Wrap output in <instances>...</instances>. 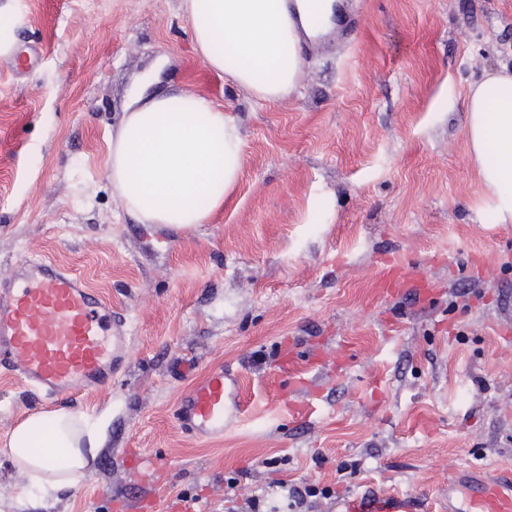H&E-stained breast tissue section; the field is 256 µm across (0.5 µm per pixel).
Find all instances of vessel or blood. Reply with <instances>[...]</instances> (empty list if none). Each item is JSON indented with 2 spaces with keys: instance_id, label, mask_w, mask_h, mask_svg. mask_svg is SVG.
I'll return each mask as SVG.
<instances>
[{
  "instance_id": "vessel-or-blood-1",
  "label": "vessel or blood",
  "mask_w": 512,
  "mask_h": 512,
  "mask_svg": "<svg viewBox=\"0 0 512 512\" xmlns=\"http://www.w3.org/2000/svg\"><path fill=\"white\" fill-rule=\"evenodd\" d=\"M414 295L428 304L431 290L421 269L401 262L381 266L373 297ZM131 336L112 313V303L86 278L47 259H24L0 276V365L28 386L56 398L103 389L125 364ZM298 365L283 367L265 387L275 404L286 405L293 419L309 420L312 404L283 399L285 389L301 385ZM244 405L236 380L223 367L208 373L181 398L180 428L198 439L223 436L239 423ZM413 497L361 498L342 501L339 512H420ZM441 512H512V466L494 480H452Z\"/></svg>"
}]
</instances>
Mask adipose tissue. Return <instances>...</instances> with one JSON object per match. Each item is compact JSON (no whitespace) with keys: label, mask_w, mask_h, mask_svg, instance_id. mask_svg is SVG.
<instances>
[{"label":"adipose tissue","mask_w":512,"mask_h":512,"mask_svg":"<svg viewBox=\"0 0 512 512\" xmlns=\"http://www.w3.org/2000/svg\"><path fill=\"white\" fill-rule=\"evenodd\" d=\"M323 21L334 0H300L299 22L284 0H184L194 49L207 67L260 101H280L300 84L302 36H313L312 2ZM466 138L497 223L512 222V68L471 84ZM244 164L233 116L200 94L132 92L112 140L107 172L125 212L143 224L182 230L208 223L229 199ZM98 448L84 417L66 409L28 416L0 449L42 495L72 487Z\"/></svg>","instance_id":"adipose-tissue-1"}]
</instances>
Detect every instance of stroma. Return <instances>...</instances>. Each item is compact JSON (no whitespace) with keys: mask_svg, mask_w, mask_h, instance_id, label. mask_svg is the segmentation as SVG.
Returning a JSON list of instances; mask_svg holds the SVG:
<instances>
[{"mask_svg":"<svg viewBox=\"0 0 512 512\" xmlns=\"http://www.w3.org/2000/svg\"><path fill=\"white\" fill-rule=\"evenodd\" d=\"M304 42L296 95L255 100L195 53L183 0H0V275L46 258L82 271L125 319V369L51 399L0 371V444L67 408L100 435L75 486L42 498L0 457V512H338L349 497L440 500L467 467L512 465V223L492 217L465 137L469 84L512 65V0H342ZM202 92L237 120L244 168L210 221L140 224L107 161L132 89ZM387 261L421 265L429 306L374 301ZM309 367L298 425L262 382ZM223 366L249 405L199 440L176 409ZM425 427H415L418 418ZM154 463L143 474L132 459ZM312 485L300 504L282 483Z\"/></svg>","mask_w":512,"mask_h":512,"instance_id":"1","label":"stroma"}]
</instances>
